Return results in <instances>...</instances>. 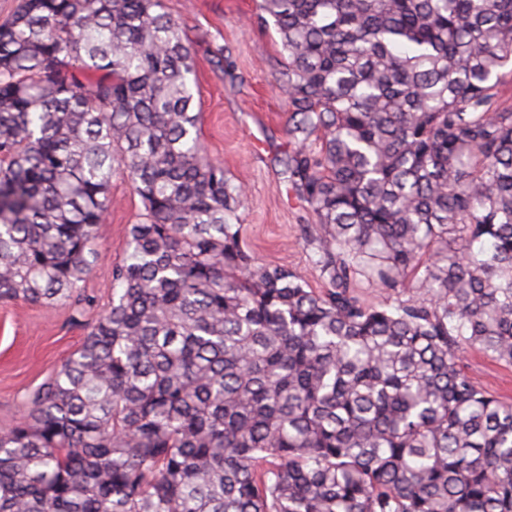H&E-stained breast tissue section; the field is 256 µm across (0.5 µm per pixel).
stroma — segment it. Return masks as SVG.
<instances>
[{"label": "stroma", "instance_id": "1", "mask_svg": "<svg viewBox=\"0 0 512 512\" xmlns=\"http://www.w3.org/2000/svg\"><path fill=\"white\" fill-rule=\"evenodd\" d=\"M163 5L182 22L192 46L202 146L246 192L238 219L249 252L256 261L295 268L309 287H323L303 233L314 217L288 182L294 145L288 101L277 85L287 55L274 28L254 23L256 0H163ZM143 211L128 181L113 178L104 237L84 285L96 303L80 322H73L68 302L0 303V433L20 419L26 396L81 345L86 324L104 312L112 297V266L122 260L128 227ZM459 364L487 394L512 402L511 366L475 349L462 352Z\"/></svg>", "mask_w": 512, "mask_h": 512}]
</instances>
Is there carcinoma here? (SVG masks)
<instances>
[{"label":"carcinoma","instance_id":"cac0c4a2","mask_svg":"<svg viewBox=\"0 0 512 512\" xmlns=\"http://www.w3.org/2000/svg\"><path fill=\"white\" fill-rule=\"evenodd\" d=\"M327 288L257 263L163 0L0 24V302L112 301L0 434V512H512V0H257ZM381 288L371 303L361 289ZM459 364L487 394L512 402V367L475 349L462 352Z\"/></svg>","mask_w":512,"mask_h":512}]
</instances>
